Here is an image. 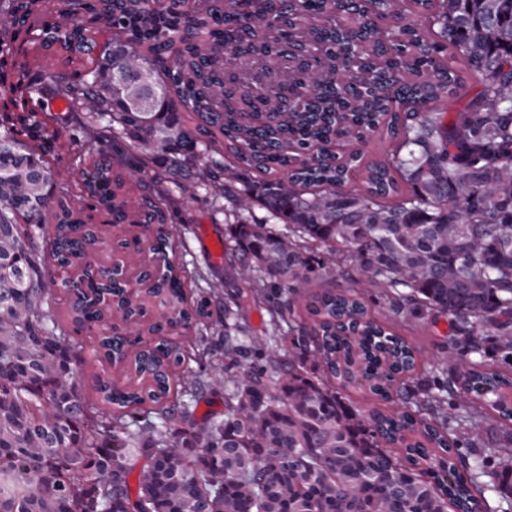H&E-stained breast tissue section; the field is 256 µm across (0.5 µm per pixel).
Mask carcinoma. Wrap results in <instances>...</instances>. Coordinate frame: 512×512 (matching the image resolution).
<instances>
[{
    "label": "carcinoma",
    "instance_id": "carcinoma-1",
    "mask_svg": "<svg viewBox=\"0 0 512 512\" xmlns=\"http://www.w3.org/2000/svg\"><path fill=\"white\" fill-rule=\"evenodd\" d=\"M47 4L0 0V15L25 22ZM55 11L45 35L67 72L51 84L29 66L44 42L20 27L0 38L13 55L0 110V512H478L488 488L500 503L484 512H512V0H379L371 14L342 0H211L203 14L184 0H57ZM86 24L110 34L95 58ZM291 27L317 44L328 80L257 128L224 104L216 73L242 45L274 56ZM460 60L482 88L450 121L427 106L455 95ZM378 130L391 141L383 158L336 155V141ZM63 148L73 184L52 169ZM146 174L155 189L133 216L127 184ZM186 197L221 210L226 199L240 218L229 278L244 286L220 336L199 334L211 298L186 305L187 272L170 259ZM96 213L152 241L147 277L165 311L137 347L108 326L112 305L137 293L89 260ZM49 256L79 269L60 284L70 329L47 302ZM338 274L351 283L336 286ZM380 300L415 323L448 318L439 366L418 376L414 348L372 312ZM256 303L266 336L248 331ZM82 331L109 361L134 355L146 380L97 377L117 408L108 418L82 397ZM171 336L205 355L172 406L185 345ZM349 387L412 407L366 414ZM203 394L222 397L224 414L197 419ZM246 320L254 336H265L270 329V315L264 305L251 307L246 313Z\"/></svg>",
    "mask_w": 512,
    "mask_h": 512
}]
</instances>
